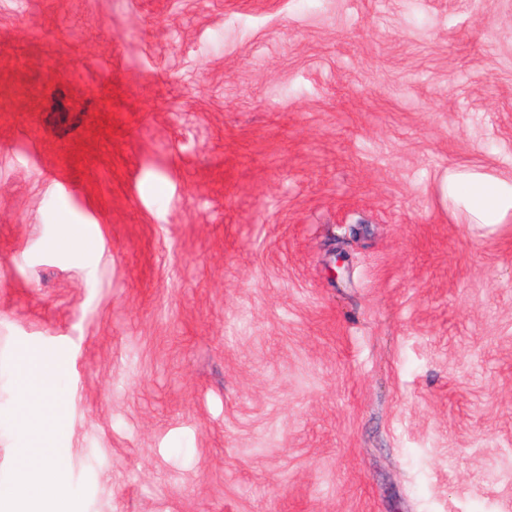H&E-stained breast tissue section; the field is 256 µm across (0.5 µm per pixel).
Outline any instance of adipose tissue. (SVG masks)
I'll return each mask as SVG.
<instances>
[{
	"mask_svg": "<svg viewBox=\"0 0 512 512\" xmlns=\"http://www.w3.org/2000/svg\"><path fill=\"white\" fill-rule=\"evenodd\" d=\"M445 190L455 206L460 224L496 225L512 217V180L473 168L448 171ZM18 456L26 475L25 494L11 500L8 512H54L55 504L46 497L47 489L64 494L63 458L49 448L22 446Z\"/></svg>",
	"mask_w": 512,
	"mask_h": 512,
	"instance_id": "1",
	"label": "adipose tissue"
}]
</instances>
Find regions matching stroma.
<instances>
[{
    "instance_id": "stroma-1",
    "label": "stroma",
    "mask_w": 512,
    "mask_h": 512,
    "mask_svg": "<svg viewBox=\"0 0 512 512\" xmlns=\"http://www.w3.org/2000/svg\"><path fill=\"white\" fill-rule=\"evenodd\" d=\"M512 0H0V488L60 512H512ZM344 264H337V256ZM445 191L459 224H505L512 217V180L473 168H449ZM32 369L41 374V380L37 386L22 390V410L25 422L35 424L48 417L51 408L57 402V396L54 380L44 374L38 364H35ZM22 448H17L20 463L26 475L25 494L21 498H9V509L4 512H58L54 511V501L45 496L48 488H54L57 495L66 490L64 483L65 460L57 456L51 448H32L28 446L24 428L18 434Z\"/></svg>"
}]
</instances>
